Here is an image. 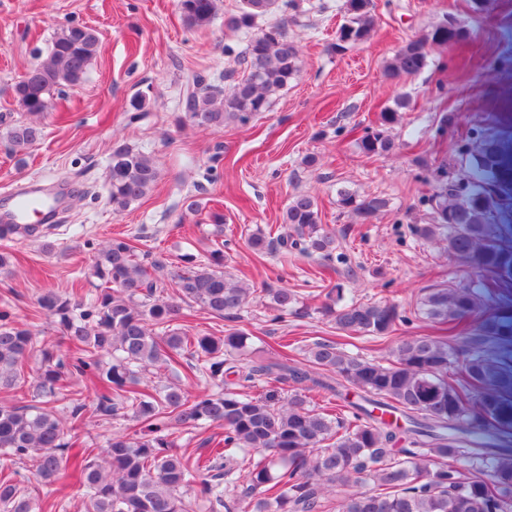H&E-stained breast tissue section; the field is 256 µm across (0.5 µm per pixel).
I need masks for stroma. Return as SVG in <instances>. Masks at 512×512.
<instances>
[{
	"label": "stroma",
	"instance_id": "obj_1",
	"mask_svg": "<svg viewBox=\"0 0 512 512\" xmlns=\"http://www.w3.org/2000/svg\"><path fill=\"white\" fill-rule=\"evenodd\" d=\"M340 2L303 0L288 25L300 46L301 71L272 96L266 112L244 125L228 122L203 132L178 121L184 84L194 74L223 83L225 46L240 49L248 40L224 26L239 0H221L218 17L203 30L185 27L176 0H0V205H10L26 186L61 187L71 196L68 220L45 236L0 239L12 268L0 274V310L30 325L51 350L61 331L37 299L51 289L76 290L92 300L100 281L90 271L91 258L105 241L126 236L141 251L180 264L206 263L220 248L225 271L253 288V300L232 320L191 309L187 328L216 336L246 330L268 357L282 340L295 339L301 348L293 356L303 359V345L337 333L320 312L317 263L258 255L247 244L254 228L280 233L283 211L300 193L315 197L323 223L336 233L346 261L336 264L331 279L343 282L347 297L388 299L410 313L424 289L468 281L465 268L411 227L431 223L427 197L459 177L456 142L492 128L505 141L499 187L512 236V0H490L480 14L470 0H374L372 36L339 54L333 43ZM449 19L469 30V40L432 50L431 65L416 77L397 84L384 77L400 46ZM70 23L98 31V53L81 85L54 95L41 120L42 139L16 160L7 131L22 114L12 86L46 58L54 32ZM401 92L410 101L390 130L394 151L365 156L360 138ZM118 143L152 155L159 169L148 195L120 213L107 196ZM341 188L383 196L389 208L361 221L338 207ZM192 200L197 210H188ZM217 214L224 218L220 234ZM347 266L354 278H346ZM277 288L297 291L302 306L279 323L268 307V292ZM430 331L429 323L415 319L387 338H353L345 348L380 360L399 339ZM0 468L16 472L22 488L39 490L36 512H84L86 489L71 472L45 486L28 465L0 458Z\"/></svg>",
	"mask_w": 512,
	"mask_h": 512
}]
</instances>
